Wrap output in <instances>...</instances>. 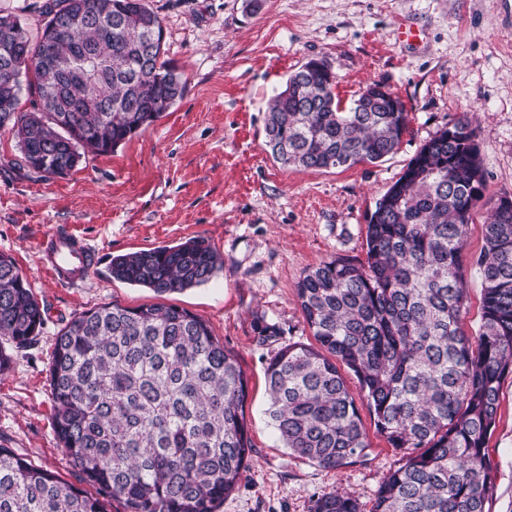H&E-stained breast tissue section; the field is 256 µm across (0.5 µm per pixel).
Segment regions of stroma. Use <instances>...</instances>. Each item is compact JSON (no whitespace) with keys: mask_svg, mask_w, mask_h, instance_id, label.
Wrapping results in <instances>:
<instances>
[{"mask_svg":"<svg viewBox=\"0 0 512 512\" xmlns=\"http://www.w3.org/2000/svg\"><path fill=\"white\" fill-rule=\"evenodd\" d=\"M165 30L166 57L186 82L156 123L108 154H86L64 176L29 168L9 129L0 130V253L9 254L45 310L39 334L4 343L0 444L71 483L80 476L53 427L47 382L55 339L72 317L104 305L155 303V293L112 278V257L202 238L224 266L205 284L170 294V304L206 320L248 378L245 416L251 466L219 512H312L332 490L371 512L401 464L360 417L370 446L362 461L325 471L284 448L265 414V368L278 347L313 344L296 296L305 272L335 256L366 258V216L420 148L448 124L473 118L487 197H512V0H147ZM415 30L404 40L402 27ZM311 59L337 76L350 104L372 83L408 112L398 151L351 168H285L265 147L268 99ZM484 212L469 224L462 257L467 294L461 324L475 334L483 290L474 259ZM67 226L96 259L84 284L68 285L41 265L39 242ZM278 341L254 339L257 320ZM488 440L494 495L487 512H512V375L500 387Z\"/></svg>","mask_w":512,"mask_h":512,"instance_id":"stroma-1","label":"stroma"}]
</instances>
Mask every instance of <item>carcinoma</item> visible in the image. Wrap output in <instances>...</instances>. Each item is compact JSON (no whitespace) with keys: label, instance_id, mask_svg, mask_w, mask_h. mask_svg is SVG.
I'll use <instances>...</instances> for the list:
<instances>
[{"label":"carcinoma","instance_id":"obj_1","mask_svg":"<svg viewBox=\"0 0 512 512\" xmlns=\"http://www.w3.org/2000/svg\"><path fill=\"white\" fill-rule=\"evenodd\" d=\"M37 40L5 37L0 16V129L14 132L25 164L75 168L82 152L109 153L183 96L163 59L165 33L145 0H51ZM53 46L59 68L43 61ZM28 76L37 98L20 110ZM336 74L309 60L265 111V145L284 167L376 163L395 153L408 113L379 84L349 106ZM476 131L459 119L430 139L376 203L366 262L334 257L296 286L316 345L288 343L269 359L267 414L284 447L336 470L370 447L339 370L358 380L377 433L413 449L382 483L372 512H486L492 497L487 440L499 390L512 375V209L485 199ZM487 208L479 328L461 326L462 252L477 208ZM223 262L202 238L112 258V276L157 296L208 282ZM43 309L11 257L0 253V339L39 335ZM54 429L93 496L0 446V512H217L245 478L252 442L248 380L199 316L175 305H105L65 324L49 366ZM312 512H360L336 490Z\"/></svg>","mask_w":512,"mask_h":512}]
</instances>
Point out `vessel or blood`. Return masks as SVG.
<instances>
[{
  "label": "vessel or blood",
  "instance_id": "b4317fda",
  "mask_svg": "<svg viewBox=\"0 0 512 512\" xmlns=\"http://www.w3.org/2000/svg\"><path fill=\"white\" fill-rule=\"evenodd\" d=\"M40 251L44 269L58 280L86 281L94 253L82 236L67 229L53 231L42 239Z\"/></svg>",
  "mask_w": 512,
  "mask_h": 512
}]
</instances>
